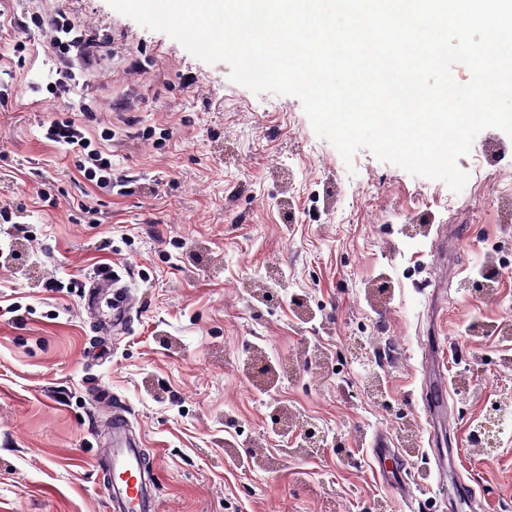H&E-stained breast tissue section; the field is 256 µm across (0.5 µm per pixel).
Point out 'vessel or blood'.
<instances>
[{
	"instance_id": "obj_1",
	"label": "vessel or blood",
	"mask_w": 512,
	"mask_h": 512,
	"mask_svg": "<svg viewBox=\"0 0 512 512\" xmlns=\"http://www.w3.org/2000/svg\"><path fill=\"white\" fill-rule=\"evenodd\" d=\"M116 283L111 270L97 273L84 295L87 316L101 318L99 305L103 296L114 290ZM108 430L112 444L101 450L99 461L112 477L108 501L110 512H157L158 504L151 489L147 466L124 416L113 415Z\"/></svg>"
}]
</instances>
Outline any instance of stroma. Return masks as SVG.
Instances as JSON below:
<instances>
[{
	"label": "stroma",
	"mask_w": 512,
	"mask_h": 512,
	"mask_svg": "<svg viewBox=\"0 0 512 512\" xmlns=\"http://www.w3.org/2000/svg\"><path fill=\"white\" fill-rule=\"evenodd\" d=\"M61 9L111 42L56 106L77 105L134 193L45 137L55 54L29 20ZM458 166L456 192L366 149L344 162L299 98L253 93L108 0H0V512H107L99 426L116 410L159 512H456L459 479L512 512V414L498 448L475 442L512 401V137L481 131ZM107 266L139 301L120 335L82 307ZM427 347L450 389L429 412ZM379 426L412 506L377 477L393 466L368 446Z\"/></svg>",
	"instance_id": "35a3bbf8"
}]
</instances>
